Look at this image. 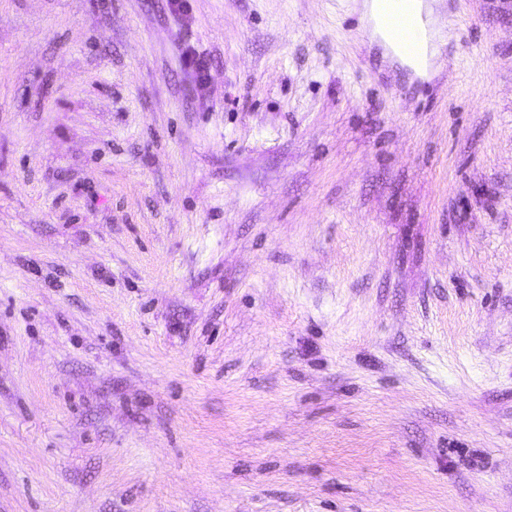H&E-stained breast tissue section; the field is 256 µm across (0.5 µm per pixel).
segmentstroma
<instances>
[{
    "label": "stroma",
    "mask_w": 512,
    "mask_h": 512,
    "mask_svg": "<svg viewBox=\"0 0 512 512\" xmlns=\"http://www.w3.org/2000/svg\"><path fill=\"white\" fill-rule=\"evenodd\" d=\"M188 2L0 0V512H512V0ZM361 4L362 18L370 28L371 37L388 49V46L381 39L388 38L398 47L401 53L415 59L421 60L425 55V46L422 37V27L416 11L417 0H381L383 3V23L387 31L381 24L380 5L378 0ZM378 23V28L375 24ZM407 29L411 34V43L408 44L401 36L400 32ZM380 33V34H379ZM396 50H398L395 47Z\"/></svg>",
    "instance_id": "35a3bbf8"
}]
</instances>
